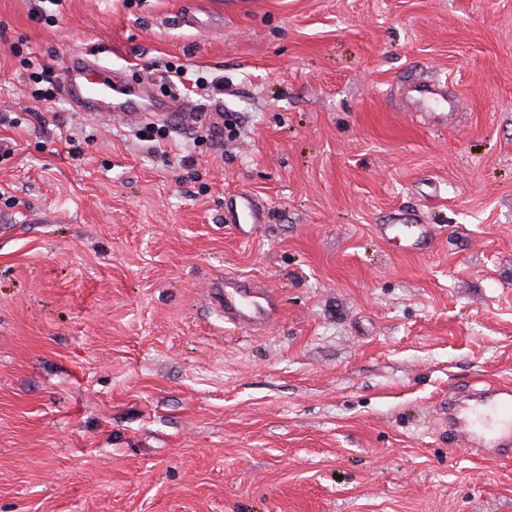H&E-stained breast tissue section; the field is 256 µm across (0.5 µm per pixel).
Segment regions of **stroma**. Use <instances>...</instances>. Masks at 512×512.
I'll return each instance as SVG.
<instances>
[{
	"label": "stroma",
	"mask_w": 512,
	"mask_h": 512,
	"mask_svg": "<svg viewBox=\"0 0 512 512\" xmlns=\"http://www.w3.org/2000/svg\"><path fill=\"white\" fill-rule=\"evenodd\" d=\"M211 2L191 29L181 0H0V512H512V459L432 424L512 382V0ZM89 53L179 101L160 151L38 98ZM430 77L448 121L406 102ZM398 210L422 251L378 236ZM224 275L278 320L225 324ZM224 222L238 225L265 224L266 206L249 191L240 190L225 201ZM210 303L224 313V322L265 330L280 315V299L264 283L238 276H225L213 283Z\"/></svg>",
	"instance_id": "obj_1"
}]
</instances>
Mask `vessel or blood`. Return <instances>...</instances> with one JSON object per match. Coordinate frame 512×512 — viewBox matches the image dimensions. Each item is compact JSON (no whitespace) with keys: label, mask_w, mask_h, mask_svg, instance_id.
Masks as SVG:
<instances>
[{"label":"vessel or blood","mask_w":512,"mask_h":512,"mask_svg":"<svg viewBox=\"0 0 512 512\" xmlns=\"http://www.w3.org/2000/svg\"><path fill=\"white\" fill-rule=\"evenodd\" d=\"M419 101L430 107L452 104L439 86H418ZM60 94L76 110L92 109L122 115L130 122L153 116L162 121L178 117L180 105L173 100L151 98L147 86H135L119 79L115 71L97 60L79 56L66 67ZM228 224H262L266 221L264 203L249 191L241 190L224 203ZM210 302L227 323L253 331L269 328L280 315V299L264 283L238 276H227L214 283ZM434 418L440 429H454L457 438L483 455L512 454V387L501 385L487 399L471 404L454 398L445 400Z\"/></svg>","instance_id":"vessel-or-blood-1"}]
</instances>
